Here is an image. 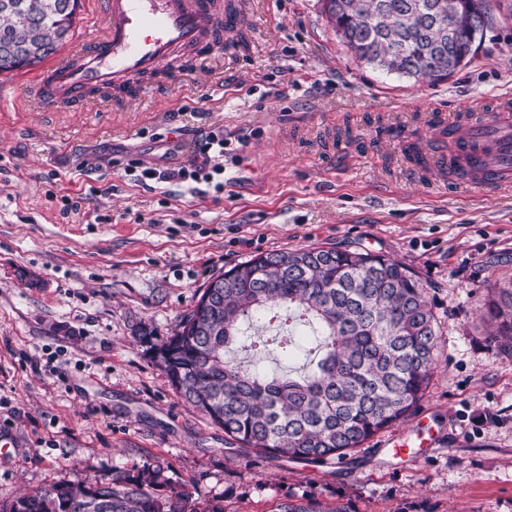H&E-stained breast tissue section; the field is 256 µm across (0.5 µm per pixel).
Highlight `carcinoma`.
I'll return each mask as SVG.
<instances>
[{
    "label": "carcinoma",
    "instance_id": "cac0c4a2",
    "mask_svg": "<svg viewBox=\"0 0 512 512\" xmlns=\"http://www.w3.org/2000/svg\"><path fill=\"white\" fill-rule=\"evenodd\" d=\"M69 0H0V72L17 69L19 52H56L74 26ZM336 35L361 62L402 76L441 80L469 56L490 26L488 0H330ZM292 312L312 325L317 345L296 377L226 357L242 326ZM480 320L491 342L512 355V281L490 289ZM439 321L427 289L406 264L363 249L309 246L256 255L210 278L173 334L134 331L188 405L243 449L277 459H343L415 411L437 363ZM0 502V512H224V500L185 491L158 493L161 469L114 473ZM64 486L69 498L54 493ZM277 512H352L290 495Z\"/></svg>",
    "mask_w": 512,
    "mask_h": 512
}]
</instances>
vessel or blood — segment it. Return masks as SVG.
Masks as SVG:
<instances>
[{
    "mask_svg": "<svg viewBox=\"0 0 512 512\" xmlns=\"http://www.w3.org/2000/svg\"><path fill=\"white\" fill-rule=\"evenodd\" d=\"M102 30L76 43L33 76L29 90L44 106L67 104L84 109L96 89H110L125 98L141 89L134 75L150 76L184 51L223 43L240 20V0H99ZM428 156L416 167L447 166L449 154L466 155L472 145V174L461 185L478 190L512 186V107H501L480 122L445 112L427 117Z\"/></svg>",
    "mask_w": 512,
    "mask_h": 512,
    "instance_id": "b4317fda",
    "label": "vessel or blood"
}]
</instances>
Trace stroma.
Segmentation results:
<instances>
[{
	"mask_svg": "<svg viewBox=\"0 0 512 512\" xmlns=\"http://www.w3.org/2000/svg\"><path fill=\"white\" fill-rule=\"evenodd\" d=\"M512 0L448 80L358 61L320 0H251L234 39L137 98L30 110L26 77L0 103V502L61 479L145 465L226 512L285 496L353 512H512V356L478 307L512 280V189L452 187L414 172L401 136L441 110L481 119L512 102ZM224 171L169 179L213 130ZM164 172L141 179L140 168ZM82 195L78 213L63 198ZM364 248L420 276L440 321L438 362L414 418L341 460L259 457L185 404L134 329L171 334L209 279L254 255ZM296 320L264 323L309 345Z\"/></svg>",
	"mask_w": 512,
	"mask_h": 512,
	"instance_id": "stroma-1",
	"label": "stroma"
}]
</instances>
